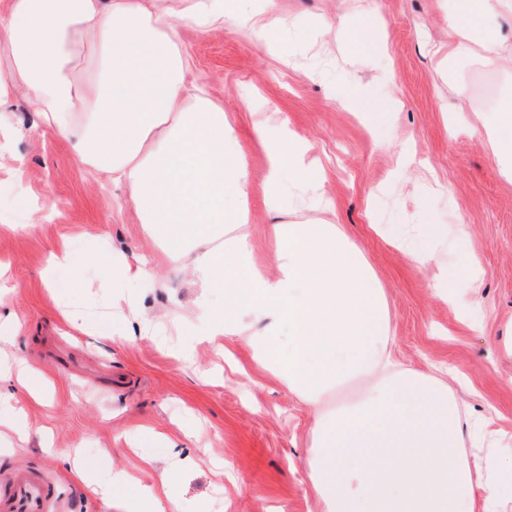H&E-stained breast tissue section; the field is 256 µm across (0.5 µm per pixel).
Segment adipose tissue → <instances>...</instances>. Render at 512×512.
<instances>
[{"instance_id": "1", "label": "adipose tissue", "mask_w": 512, "mask_h": 512, "mask_svg": "<svg viewBox=\"0 0 512 512\" xmlns=\"http://www.w3.org/2000/svg\"><path fill=\"white\" fill-rule=\"evenodd\" d=\"M378 0L336 39L373 46ZM249 30L258 45L282 43V27L243 0H0V137L7 109L24 96L43 127L85 166L124 189L140 223L166 231L170 262L190 241L194 270L224 291L209 333L244 339L256 366L313 412L307 478L316 512H507L512 481L506 433L484 419L464 423L452 383L393 359L390 305L367 259L334 224L276 222L260 263L244 227L250 174L222 105L187 86L179 28ZM97 53L82 67L83 47ZM512 70V0H448V56ZM265 204L325 209L320 178L295 138L271 141ZM356 387L349 400L340 394ZM92 493L135 487L131 512H165L173 470L150 483L126 471L75 465Z\"/></svg>"}]
</instances>
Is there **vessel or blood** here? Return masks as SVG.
I'll return each mask as SVG.
<instances>
[{
  "mask_svg": "<svg viewBox=\"0 0 512 512\" xmlns=\"http://www.w3.org/2000/svg\"><path fill=\"white\" fill-rule=\"evenodd\" d=\"M55 485L38 469L18 468L0 476V512H61Z\"/></svg>",
  "mask_w": 512,
  "mask_h": 512,
  "instance_id": "vessel-or-blood-1",
  "label": "vessel or blood"
}]
</instances>
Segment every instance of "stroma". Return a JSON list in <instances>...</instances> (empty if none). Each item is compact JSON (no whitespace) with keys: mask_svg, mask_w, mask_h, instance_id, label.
Here are the masks:
<instances>
[{"mask_svg":"<svg viewBox=\"0 0 512 512\" xmlns=\"http://www.w3.org/2000/svg\"><path fill=\"white\" fill-rule=\"evenodd\" d=\"M289 27L296 63L282 50L257 46L241 29L180 30L189 82L223 105L251 172V222L246 231L258 260L271 252L264 203L266 155L258 124L284 125L309 145L308 161L324 170L322 189L333 203L323 220L340 225L359 247L389 298L393 349L409 367H448L467 414L495 408L496 426L512 430V179L503 175L486 136L449 125L440 102H454L456 84L469 89L468 108L494 124L495 110L479 93L484 83L512 96V73L473 58L443 61L448 46V0H379L381 48L360 62L336 46L330 26L354 15L358 0H255ZM321 71L312 79L309 69ZM383 106L386 122L373 135L341 96L349 83ZM13 141L0 152V261L9 266L0 312L21 327L0 347V368L22 360L47 376L53 389L40 401L15 389L11 407L21 432L0 434V474L42 470L57 486L64 512H127L128 488L109 501L73 479L63 458L127 469L150 481L166 467L179 477L171 494L184 512H314L306 479L311 410L255 366L243 341L203 337L206 310L224 294L206 286L191 258L171 265L148 239L122 190L91 173L70 145L42 132L24 98L10 109ZM20 169L21 181L10 179ZM468 237L429 238L426 224L455 227ZM35 222L33 234L19 232ZM408 236L434 252L422 271L390 243ZM69 241L78 260L60 277L68 291L46 288L41 273L50 253ZM155 260L157 287L132 283L141 309L163 335L135 333L92 345L60 315L64 305L93 320L112 315V253ZM482 271L478 294L461 288L455 304L437 293L441 270L457 273L465 255Z\"/></svg>","mask_w":512,"mask_h":512,"instance_id":"35a3bbf8","label":"stroma"}]
</instances>
